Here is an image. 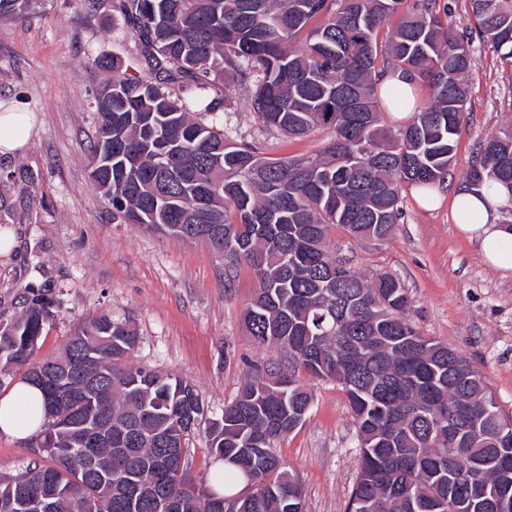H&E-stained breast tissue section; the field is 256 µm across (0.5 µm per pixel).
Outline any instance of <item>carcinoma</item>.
I'll return each instance as SVG.
<instances>
[{
  "mask_svg": "<svg viewBox=\"0 0 512 512\" xmlns=\"http://www.w3.org/2000/svg\"><path fill=\"white\" fill-rule=\"evenodd\" d=\"M117 0L148 49L133 77L117 58L96 95L91 177L112 218L188 241L203 232L228 269L247 265L259 288L245 309L250 335L288 353V366L253 372L207 431L224 461V492L186 475L187 441L205 415L187 378L131 367L138 336L101 314L56 357L34 361L54 316L42 290L0 322V368L40 388L35 459L0 477V502L34 498L49 512H304L296 475L274 443L299 427L312 397L303 370L336 382L357 429L359 472L346 512H512V417L463 356L407 319L400 280H366L336 257L331 228L382 242L399 223L404 184L440 183L453 165L466 111L471 39L448 33L438 0ZM40 0H0V19ZM476 36L512 67V0H470ZM395 27L384 31L386 22ZM424 86L429 103L386 127L377 85L388 73ZM250 95L263 127L290 138L332 136L314 156L271 159L195 118L224 108V78ZM112 140V164L100 147ZM468 187H512V132L480 145ZM56 384H42L38 373ZM108 437L85 464L87 421Z\"/></svg>",
  "mask_w": 512,
  "mask_h": 512,
  "instance_id": "carcinoma-1",
  "label": "carcinoma"
}]
</instances>
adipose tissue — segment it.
I'll return each mask as SVG.
<instances>
[{
	"label": "adipose tissue",
	"instance_id": "obj_1",
	"mask_svg": "<svg viewBox=\"0 0 512 512\" xmlns=\"http://www.w3.org/2000/svg\"><path fill=\"white\" fill-rule=\"evenodd\" d=\"M32 117L23 104H13L11 111L0 113V153L21 150L28 142ZM418 204L439 207L445 196L441 185H419L414 189ZM453 210L460 216L458 230L476 244L490 267L512 271V231L496 223L498 210L512 201V189L497 185L487 190L460 188L449 196ZM41 391L25 382H17L0 397V433L20 439L29 438L43 419Z\"/></svg>",
	"mask_w": 512,
	"mask_h": 512
}]
</instances>
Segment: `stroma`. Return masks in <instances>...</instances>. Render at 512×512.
Listing matches in <instances>:
<instances>
[{
  "label": "stroma",
  "instance_id": "stroma-1",
  "mask_svg": "<svg viewBox=\"0 0 512 512\" xmlns=\"http://www.w3.org/2000/svg\"><path fill=\"white\" fill-rule=\"evenodd\" d=\"M114 0H43L36 14L0 19V104L23 100L34 116L28 144L0 155V237L14 240L0 255V320L18 316L26 290L47 288L55 315L35 358L58 355L74 331L106 313L129 325L138 344L134 366L189 378L207 407L188 447L187 474L208 480L210 419L220 417L254 368L285 362L274 345H258L244 311L258 287L248 266L226 273L208 244L112 219V208L90 181V145L98 126L95 95L109 72L96 56L118 57L133 76L144 73L137 40ZM453 169L446 193L464 184L482 141L512 128V67L486 47L475 50ZM223 112L205 120L233 142H252L266 157L316 154L327 128L288 138L267 131L247 91L227 82ZM402 218L387 241L353 239L333 228L336 252L365 278L388 272L404 283L407 315L424 335L458 351L485 377L503 414L512 416V273L487 266L457 231L450 206L421 209L402 190ZM296 380L313 397L302 423L275 452L298 474L305 512H345L358 474L356 428L345 392L306 372Z\"/></svg>",
  "mask_w": 512,
  "mask_h": 512
}]
</instances>
